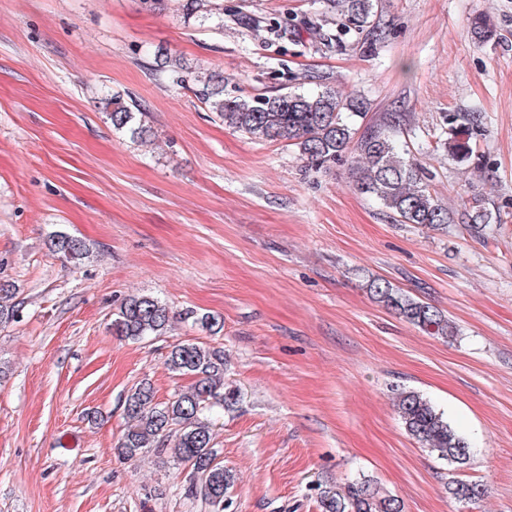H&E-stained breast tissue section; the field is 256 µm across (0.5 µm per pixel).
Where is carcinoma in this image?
<instances>
[{
  "label": "carcinoma",
  "instance_id": "carcinoma-1",
  "mask_svg": "<svg viewBox=\"0 0 512 512\" xmlns=\"http://www.w3.org/2000/svg\"><path fill=\"white\" fill-rule=\"evenodd\" d=\"M175 2L189 18H224L221 0ZM337 2L345 31L367 27L376 7L375 0ZM470 28L471 34L482 42L496 36L490 19L483 13L471 19ZM164 64L176 74L181 88L191 91L232 131L251 139L287 141L297 147L302 160L316 168L327 167L348 154L355 190L377 200L398 222L432 229L451 223L450 213L432 195L421 167L401 142L398 117L391 115L360 132L358 121L367 115L364 102L350 99L332 87L322 86L312 92L289 90L274 95L226 96L221 74L202 72L168 55ZM137 110L139 105L133 99L127 101L121 96L104 99V111L112 127L145 141L150 130L136 123ZM457 121V115H448L452 137L445 148L449 156L464 162L470 158L473 147L469 138L458 136L454 126ZM48 247L73 263L81 262L89 253L83 239L65 232L50 235ZM365 288L373 301L429 335L446 339L455 334V327L445 315L389 281L371 278ZM14 298V289L0 284V324L14 319L17 312ZM180 318L192 320L209 334H217L223 328L221 320L213 315L190 311ZM173 319L166 305L154 297L130 296L112 319L111 331L119 339L160 336ZM165 366L177 376L193 377V383L168 402L157 401L155 390L148 382L131 390L124 404L127 426L117 446L118 456L132 460L148 448L168 452L190 468L186 494L222 507L234 485V475L217 461L212 428L202 413L215 405L230 408L239 400L238 389L224 384V350L193 342L177 344L168 352ZM396 408L405 431L422 447L437 453L450 465H463L469 460V443L422 394L414 390L400 391ZM452 494L469 504L482 499L486 489L476 483H461L452 488ZM320 503L322 512H403L402 502L371 479L353 483L343 491H327Z\"/></svg>",
  "mask_w": 512,
  "mask_h": 512
}]
</instances>
